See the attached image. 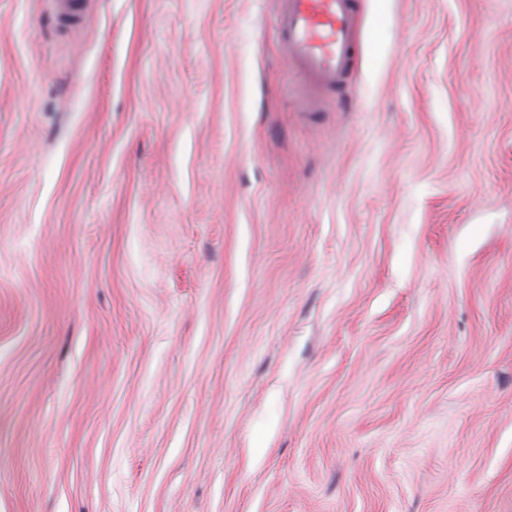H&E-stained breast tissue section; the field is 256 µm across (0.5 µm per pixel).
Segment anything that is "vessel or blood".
<instances>
[{
    "instance_id": "1",
    "label": "vessel or blood",
    "mask_w": 512,
    "mask_h": 512,
    "mask_svg": "<svg viewBox=\"0 0 512 512\" xmlns=\"http://www.w3.org/2000/svg\"><path fill=\"white\" fill-rule=\"evenodd\" d=\"M276 27L283 49L314 87L340 84L353 63L358 0H278ZM86 0H56L59 26L78 25Z\"/></svg>"
}]
</instances>
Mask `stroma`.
<instances>
[{"mask_svg": "<svg viewBox=\"0 0 512 512\" xmlns=\"http://www.w3.org/2000/svg\"><path fill=\"white\" fill-rule=\"evenodd\" d=\"M0 0V512H512V0ZM87 7L86 0H56L55 20L60 27L76 26ZM283 49L306 81L334 88L352 67L358 0H278Z\"/></svg>", "mask_w": 512, "mask_h": 512, "instance_id": "obj_1", "label": "stroma"}]
</instances>
